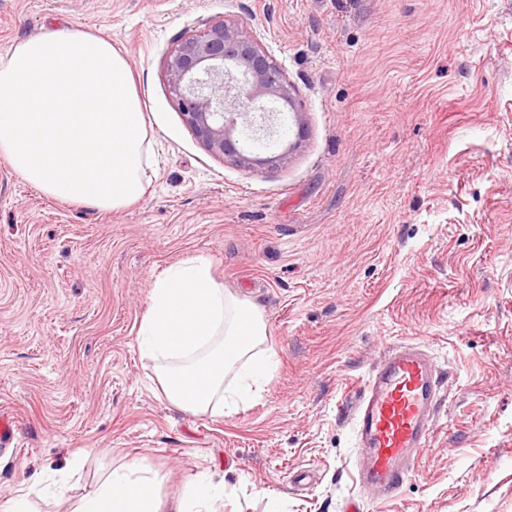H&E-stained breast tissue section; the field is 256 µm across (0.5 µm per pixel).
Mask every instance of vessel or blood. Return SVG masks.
I'll list each match as a JSON object with an SVG mask.
<instances>
[{
  "label": "vessel or blood",
  "instance_id": "vessel-or-blood-1",
  "mask_svg": "<svg viewBox=\"0 0 512 512\" xmlns=\"http://www.w3.org/2000/svg\"><path fill=\"white\" fill-rule=\"evenodd\" d=\"M439 405L438 370L419 344L388 350L364 379L351 413L360 449L355 472L375 502L391 501L414 476Z\"/></svg>",
  "mask_w": 512,
  "mask_h": 512
}]
</instances>
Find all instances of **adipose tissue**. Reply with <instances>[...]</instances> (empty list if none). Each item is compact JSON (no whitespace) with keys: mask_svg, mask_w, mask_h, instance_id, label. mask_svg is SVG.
<instances>
[{"mask_svg":"<svg viewBox=\"0 0 512 512\" xmlns=\"http://www.w3.org/2000/svg\"><path fill=\"white\" fill-rule=\"evenodd\" d=\"M152 135L126 57L111 41L56 29L0 55V156L51 198L100 211L142 199ZM263 311L230 292L210 262L191 258L150 292L137 331L177 408L223 415L262 390L277 361ZM158 477L139 462L114 468L74 512H160ZM223 484L195 477L176 512H217Z\"/></svg>","mask_w":512,"mask_h":512,"instance_id":"adipose-tissue-1","label":"adipose tissue"}]
</instances>
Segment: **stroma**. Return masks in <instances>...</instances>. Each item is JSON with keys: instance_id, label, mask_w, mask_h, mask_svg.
I'll return each mask as SVG.
<instances>
[{"instance_id": "obj_1", "label": "stroma", "mask_w": 512, "mask_h": 512, "mask_svg": "<svg viewBox=\"0 0 512 512\" xmlns=\"http://www.w3.org/2000/svg\"><path fill=\"white\" fill-rule=\"evenodd\" d=\"M238 18L307 135L275 169L211 154L165 59ZM68 27L123 48L152 134L150 184L101 212L45 196L0 157V504L67 476L72 512L113 467L159 473L161 512L211 469L220 512H512V0H0V53ZM203 257L261 308L279 364L219 417L174 407L136 334L154 281ZM440 367L431 446L396 499L353 480L349 416L387 348Z\"/></svg>"}]
</instances>
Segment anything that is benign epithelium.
I'll return each instance as SVG.
<instances>
[{
	"label": "benign epithelium",
	"mask_w": 512,
	"mask_h": 512,
	"mask_svg": "<svg viewBox=\"0 0 512 512\" xmlns=\"http://www.w3.org/2000/svg\"><path fill=\"white\" fill-rule=\"evenodd\" d=\"M174 105L196 137L214 155L244 168L280 166L288 152L250 156L241 142L266 140L274 131L266 102L293 113L296 136L304 134L303 110L281 69L238 20L204 23L189 30L165 61Z\"/></svg>",
	"instance_id": "benign-epithelium-1"
}]
</instances>
